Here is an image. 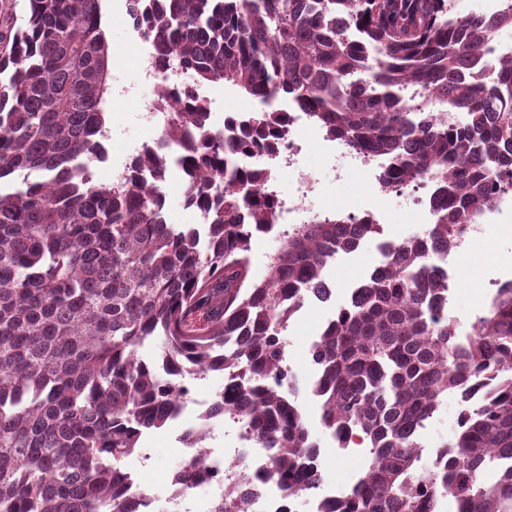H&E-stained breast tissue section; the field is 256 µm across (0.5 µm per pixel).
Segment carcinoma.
Returning a JSON list of instances; mask_svg holds the SVG:
<instances>
[{"label":"carcinoma","instance_id":"obj_1","mask_svg":"<svg viewBox=\"0 0 512 512\" xmlns=\"http://www.w3.org/2000/svg\"><path fill=\"white\" fill-rule=\"evenodd\" d=\"M154 61L178 59L180 94L153 143L105 185L104 104L112 73L102 0H25L0 13V512H129L147 497L125 459L176 419L187 381L229 386L186 430L173 493L209 470L213 415L238 417L270 451L265 478L283 512L324 482L298 397L369 463L334 512H512V282L462 336L448 277L432 261L512 184V56L489 54L512 7L454 0H128ZM200 85L238 88L249 112L211 122ZM415 86L423 99L403 91ZM295 102L332 140L387 160L382 184L433 188L420 237L384 257L312 344L315 379L283 365L289 319L330 300L326 268L384 233L371 218H315L278 230L271 173L253 163L288 137ZM184 182L203 223L166 216L164 184ZM280 245L251 275L252 240ZM464 406L453 442L429 462L419 432L448 395ZM493 471L495 481L482 474ZM224 489L209 512H245Z\"/></svg>","mask_w":512,"mask_h":512}]
</instances>
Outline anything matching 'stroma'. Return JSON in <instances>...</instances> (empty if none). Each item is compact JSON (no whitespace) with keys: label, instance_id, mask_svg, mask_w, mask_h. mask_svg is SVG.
<instances>
[{"label":"stroma","instance_id":"1","mask_svg":"<svg viewBox=\"0 0 512 512\" xmlns=\"http://www.w3.org/2000/svg\"><path fill=\"white\" fill-rule=\"evenodd\" d=\"M102 26L110 43V70L113 90L131 86L135 95L114 102H105L107 126L111 137L107 142L108 160L94 169L96 180L111 183L113 166L126 162L143 145L152 143L159 132V125L147 121L142 112L146 101L154 95L153 89L141 82L143 59L149 48L142 44L137 32L127 20L125 0H103ZM305 149L298 159L300 166L315 169L319 175V191L314 206L331 211H352L365 205L391 217L385 225L384 236L396 241L418 231V217L409 207L405 197L385 194L374 189L367 175L360 171L337 180L318 144L317 128L303 131ZM382 255L377 241L370 240L356 251L339 255L328 267L326 278L332 288L330 301L308 300L288 323L285 332L286 354L292 369L305 380L314 375L310 362V346L337 306L344 304L350 294L380 263ZM512 263V228L494 227L486 236L474 239L469 248L455 257V265L465 276L464 293L450 317L459 321L460 332L471 331L476 318L483 315L493 298V289L487 286L490 274L505 273ZM300 405L313 438L322 444L319 465L328 483L351 484L362 473L368 462L363 448L341 450L324 433L319 422L317 400L309 392H301ZM192 418L174 421L163 428L149 431L142 443V452L128 459L127 464L138 473L139 482L147 493L153 494L158 506H165L171 476L183 458L177 436L183 426L192 425Z\"/></svg>","mask_w":512,"mask_h":512}]
</instances>
